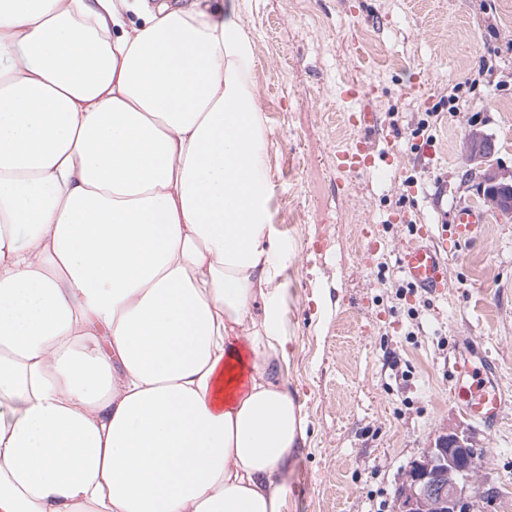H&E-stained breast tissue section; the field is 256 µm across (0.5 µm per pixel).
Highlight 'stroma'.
<instances>
[{
	"label": "stroma",
	"instance_id": "1",
	"mask_svg": "<svg viewBox=\"0 0 512 512\" xmlns=\"http://www.w3.org/2000/svg\"><path fill=\"white\" fill-rule=\"evenodd\" d=\"M256 56L250 88L266 139L270 208L293 260L279 279L291 354L284 377L306 439L291 465L286 512H397L412 462L448 429H468L482 457L467 512H512V220L490 216L481 242L448 259L441 295L409 289L396 253L449 204L483 205L466 179L469 128L512 172V0H233ZM493 57L442 115L436 168L413 131L451 82ZM400 135L391 164L340 176L352 138L339 111L350 85ZM372 237H365V229ZM465 342L496 361L506 393L487 428L448 395V356Z\"/></svg>",
	"mask_w": 512,
	"mask_h": 512
}]
</instances>
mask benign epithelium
<instances>
[{"label":"benign epithelium","mask_w":512,"mask_h":512,"mask_svg":"<svg viewBox=\"0 0 512 512\" xmlns=\"http://www.w3.org/2000/svg\"><path fill=\"white\" fill-rule=\"evenodd\" d=\"M466 146L474 167L471 177L485 186V205L512 216V180L492 164L494 142L478 130L466 135ZM472 439L459 428L440 435L411 467L412 475L399 490V512H458L467 485L463 473L473 459Z\"/></svg>","instance_id":"obj_1"}]
</instances>
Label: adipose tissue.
Listing matches in <instances>:
<instances>
[{
  "label": "adipose tissue",
  "mask_w": 512,
  "mask_h": 512,
  "mask_svg": "<svg viewBox=\"0 0 512 512\" xmlns=\"http://www.w3.org/2000/svg\"><path fill=\"white\" fill-rule=\"evenodd\" d=\"M254 64L224 0H0V512H284Z\"/></svg>",
  "instance_id": "obj_1"
}]
</instances>
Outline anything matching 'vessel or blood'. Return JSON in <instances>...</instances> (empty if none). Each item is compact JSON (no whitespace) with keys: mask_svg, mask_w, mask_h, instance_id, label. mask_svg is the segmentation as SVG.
Instances as JSON below:
<instances>
[{"mask_svg":"<svg viewBox=\"0 0 512 512\" xmlns=\"http://www.w3.org/2000/svg\"><path fill=\"white\" fill-rule=\"evenodd\" d=\"M368 93L350 86L344 97L346 124L357 131L351 145L336 155V166L352 175L373 165L375 156L391 160L396 134L384 129L377 113L367 103ZM487 222L485 213L473 205L455 208L451 224L432 235L427 226L415 230V238L398 255L400 270L413 287L429 293L442 290L450 255L475 241ZM475 354L465 346H457L449 363V396L451 401L487 427H495L503 408V393L495 382L498 369L494 363L475 364Z\"/></svg>","mask_w":512,"mask_h":512,"instance_id":"b4317fda","label":"vessel or blood"}]
</instances>
